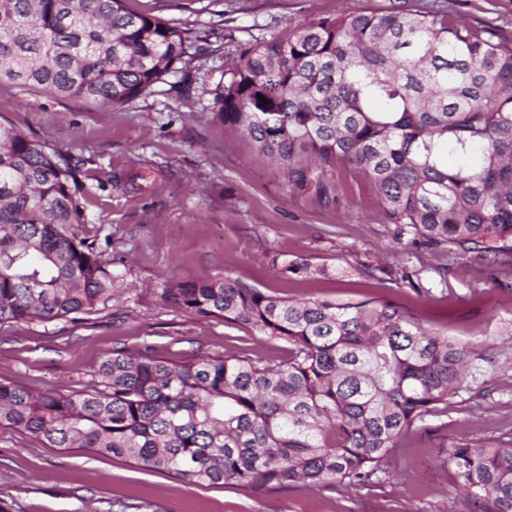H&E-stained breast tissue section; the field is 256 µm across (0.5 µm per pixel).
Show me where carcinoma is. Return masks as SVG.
<instances>
[{"label":"carcinoma","mask_w":512,"mask_h":512,"mask_svg":"<svg viewBox=\"0 0 512 512\" xmlns=\"http://www.w3.org/2000/svg\"><path fill=\"white\" fill-rule=\"evenodd\" d=\"M187 32L123 0H0V83L101 109L141 95L188 56ZM212 120L277 162L290 191L328 195L339 168L375 187L386 231L438 264L370 266L425 290L460 252H512V31L472 27L436 3L325 16L268 30L229 54ZM265 97L262 103L259 97ZM83 185L70 160L0 123V325L112 308L121 275L81 237ZM285 278L339 267L272 259ZM161 298L204 319L287 344L171 360L114 349L92 390L64 395L0 382V426L52 448L127 459L198 487H367L466 378L494 363L423 328L392 301L292 300L222 274L167 281ZM465 500L512 512V431L448 450Z\"/></svg>","instance_id":"1"}]
</instances>
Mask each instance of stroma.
I'll use <instances>...</instances> for the list:
<instances>
[{
    "mask_svg": "<svg viewBox=\"0 0 512 512\" xmlns=\"http://www.w3.org/2000/svg\"><path fill=\"white\" fill-rule=\"evenodd\" d=\"M128 9L186 30L194 47L176 72L108 109L0 84V123L67 155L85 187L82 234L109 239L106 259L122 274L111 310L87 321H19L0 326V382L64 394L89 389L103 357L118 348L158 355L248 352L285 356L223 320H204L161 299L168 279L219 274L280 297L338 302L386 299L433 331L462 342L499 339L512 326V254L485 267L459 255L446 283L421 293L357 274L360 264L432 256L384 232L374 187L340 169L329 200L292 193L282 171L259 160L247 139L209 116L211 89L230 49L262 29L360 11L396 12L414 0H124ZM474 27L512 29V0H441ZM350 268L348 277L289 280L272 257ZM512 425V383L487 371L461 391L454 410L430 417L389 463L396 479L344 490L236 485L187 486L165 473L81 449L52 448L0 427V507L6 512H467L446 464L453 445L497 437Z\"/></svg>",
    "mask_w": 512,
    "mask_h": 512,
    "instance_id": "1",
    "label": "stroma"
}]
</instances>
